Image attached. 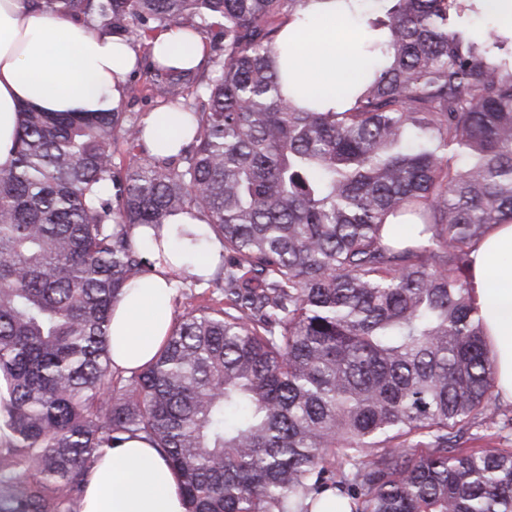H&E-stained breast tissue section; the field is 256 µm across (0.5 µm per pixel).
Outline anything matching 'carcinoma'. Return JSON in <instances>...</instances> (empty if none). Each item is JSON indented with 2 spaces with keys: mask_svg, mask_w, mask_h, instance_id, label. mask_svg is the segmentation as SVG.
<instances>
[{
  "mask_svg": "<svg viewBox=\"0 0 512 512\" xmlns=\"http://www.w3.org/2000/svg\"><path fill=\"white\" fill-rule=\"evenodd\" d=\"M327 0H27L144 42L209 39L193 70L144 56L171 155L123 112L21 111L0 168V512H79L102 453L143 434L186 512H512L493 349L470 254L512 223V27L480 0H336L350 82L297 105L283 28ZM218 32H213L214 27ZM133 153L116 166L113 148ZM188 213L224 248L220 307L112 371L130 230Z\"/></svg>",
  "mask_w": 512,
  "mask_h": 512,
  "instance_id": "obj_1",
  "label": "carcinoma"
}]
</instances>
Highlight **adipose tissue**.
I'll use <instances>...</instances> for the list:
<instances>
[{"instance_id":"obj_1","label":"adipose tissue","mask_w":512,"mask_h":512,"mask_svg":"<svg viewBox=\"0 0 512 512\" xmlns=\"http://www.w3.org/2000/svg\"><path fill=\"white\" fill-rule=\"evenodd\" d=\"M282 45L305 44L308 91L351 80L355 66L336 53V20L307 18L284 28ZM155 60L193 68L207 45L185 27H173L148 42ZM138 54L125 41L103 34L97 23L30 11L25 0H0V168L11 166L22 106L44 112L119 109L125 80ZM146 141L155 152H177L191 135L177 113L160 108L146 118ZM222 246L211 241L206 255L176 254L126 288L112 307L109 348L113 371L128 375L148 364L171 328L178 277L209 276ZM473 295L495 350V388L512 401V224H497L472 253ZM79 512H185L180 480L157 448L143 437L126 440L96 462Z\"/></svg>"}]
</instances>
